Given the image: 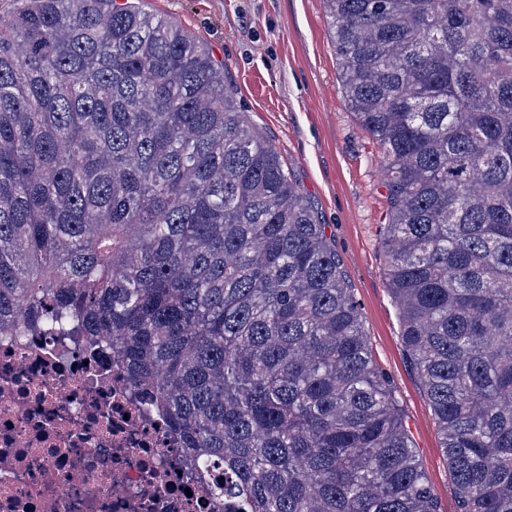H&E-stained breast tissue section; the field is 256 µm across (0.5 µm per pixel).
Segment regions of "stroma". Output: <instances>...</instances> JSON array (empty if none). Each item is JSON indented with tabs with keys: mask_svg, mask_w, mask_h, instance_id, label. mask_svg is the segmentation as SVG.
<instances>
[{
	"mask_svg": "<svg viewBox=\"0 0 512 512\" xmlns=\"http://www.w3.org/2000/svg\"><path fill=\"white\" fill-rule=\"evenodd\" d=\"M224 64L251 126L272 143L317 211L358 301L376 361L393 380L406 427L443 512H456L429 402L406 360L387 290L379 224L384 173L341 88L324 0H133Z\"/></svg>",
	"mask_w": 512,
	"mask_h": 512,
	"instance_id": "35a3bbf8",
	"label": "stroma"
}]
</instances>
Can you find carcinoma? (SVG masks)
<instances>
[{
    "mask_svg": "<svg viewBox=\"0 0 512 512\" xmlns=\"http://www.w3.org/2000/svg\"><path fill=\"white\" fill-rule=\"evenodd\" d=\"M324 3L456 512H512V0ZM0 327L108 342L222 512H443L326 225L131 3L0 16Z\"/></svg>",
    "mask_w": 512,
    "mask_h": 512,
    "instance_id": "carcinoma-1",
    "label": "carcinoma"
}]
</instances>
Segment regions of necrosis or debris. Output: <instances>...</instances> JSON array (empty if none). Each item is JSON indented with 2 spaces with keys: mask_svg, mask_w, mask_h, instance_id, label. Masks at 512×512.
I'll return each mask as SVG.
<instances>
[{
  "mask_svg": "<svg viewBox=\"0 0 512 512\" xmlns=\"http://www.w3.org/2000/svg\"><path fill=\"white\" fill-rule=\"evenodd\" d=\"M105 341L0 332V512H218Z\"/></svg>",
  "mask_w": 512,
  "mask_h": 512,
  "instance_id": "necrosis-or-debris-1",
  "label": "necrosis or debris"
}]
</instances>
